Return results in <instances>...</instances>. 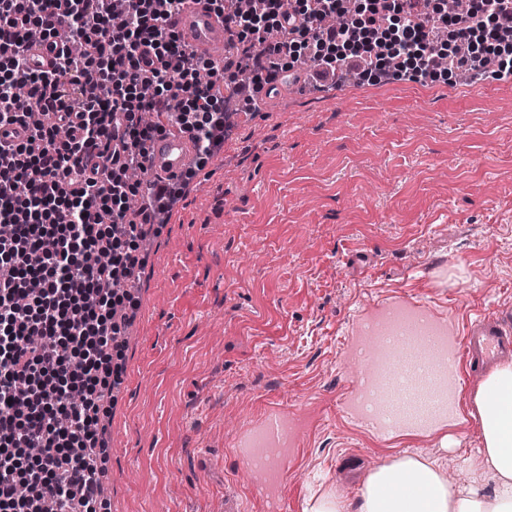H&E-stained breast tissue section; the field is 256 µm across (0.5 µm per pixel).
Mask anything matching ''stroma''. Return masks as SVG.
Segmentation results:
<instances>
[{"label": "stroma", "mask_w": 512, "mask_h": 512, "mask_svg": "<svg viewBox=\"0 0 512 512\" xmlns=\"http://www.w3.org/2000/svg\"><path fill=\"white\" fill-rule=\"evenodd\" d=\"M142 240L137 308L103 456L109 512H242L268 497L233 448L269 404L307 421L272 490L301 512L309 483L349 512L361 481L409 452L465 475L480 445L461 378L435 431L380 436L344 416L343 342L367 303L411 297L445 316L512 317V77L390 75L259 107Z\"/></svg>", "instance_id": "1"}]
</instances>
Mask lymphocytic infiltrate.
I'll list each match as a JSON object with an SVG mask.
<instances>
[{"label":"lymphocytic infiltrate","instance_id":"f902f5d3","mask_svg":"<svg viewBox=\"0 0 512 512\" xmlns=\"http://www.w3.org/2000/svg\"><path fill=\"white\" fill-rule=\"evenodd\" d=\"M231 22L238 70L265 81L259 61L287 58L291 38L321 71L391 70L425 79L469 64L480 39L512 33V7L473 0L466 12L434 16L432 0H390L372 12V30L328 25L340 0H305L285 13L281 0H209ZM186 0H125L127 21L113 22L115 0H0V128L25 140L0 145V512H107L100 446L106 395L122 369L114 356L132 296L111 290L139 265L141 217L166 211L180 186L155 195L131 179L146 167V144L180 125L207 160L224 132L218 67L197 55L173 20ZM52 53L32 66L30 30Z\"/></svg>","mask_w":512,"mask_h":512}]
</instances>
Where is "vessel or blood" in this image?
Here are the masks:
<instances>
[{"mask_svg": "<svg viewBox=\"0 0 512 512\" xmlns=\"http://www.w3.org/2000/svg\"><path fill=\"white\" fill-rule=\"evenodd\" d=\"M177 28L200 55L223 62L228 31L223 16L208 9L204 0H189L177 19ZM194 161L195 147L189 134L176 128L157 136L149 148L148 167L162 179L180 177ZM393 306L388 323L374 317L357 324L347 353L356 369L344 390L343 411L361 422H380L382 433L394 434L406 425L436 417L442 406L444 380L457 369L476 378L512 355V327L500 317L480 316L468 323L443 365L435 366L440 322L432 318L422 325L402 321L401 312L416 309L412 300H397ZM257 432L270 446L286 442L282 412L268 409L257 422L241 429L240 438L248 440ZM247 468L261 490L267 475L287 472L288 458L278 455L251 461Z\"/></svg>", "mask_w": 512, "mask_h": 512, "instance_id": "obj_1", "label": "vessel or blood"}]
</instances>
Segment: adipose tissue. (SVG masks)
I'll return each instance as SVG.
<instances>
[{
	"mask_svg": "<svg viewBox=\"0 0 512 512\" xmlns=\"http://www.w3.org/2000/svg\"><path fill=\"white\" fill-rule=\"evenodd\" d=\"M470 402L482 441L470 466L493 481L492 497L453 484L436 462L404 453L370 472L359 512H512V362L492 370Z\"/></svg>",
	"mask_w": 512,
	"mask_h": 512,
	"instance_id": "ef3b65f1",
	"label": "adipose tissue"
}]
</instances>
